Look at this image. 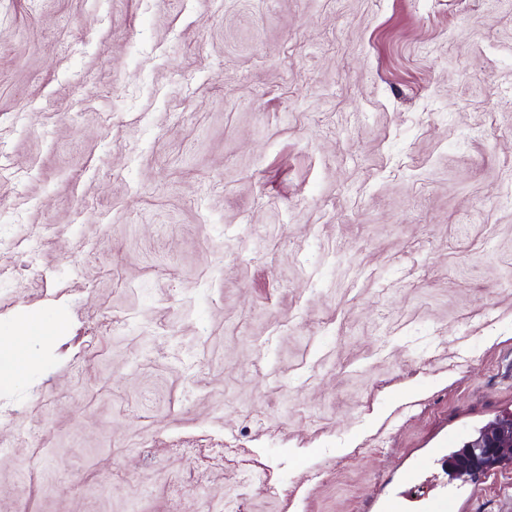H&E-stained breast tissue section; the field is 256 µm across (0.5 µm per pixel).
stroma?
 I'll return each mask as SVG.
<instances>
[{"label":"stroma","instance_id":"stroma-1","mask_svg":"<svg viewBox=\"0 0 512 512\" xmlns=\"http://www.w3.org/2000/svg\"><path fill=\"white\" fill-rule=\"evenodd\" d=\"M1 164L0 512H364L512 418V0H0ZM448 441H443L432 448L427 454L410 449L406 452V462L398 473V482L405 489L404 492L395 493L387 490L386 483L380 495L374 499L367 510L369 512H414L411 511L408 492L416 490L422 485L423 474L431 460L435 463H448Z\"/></svg>","mask_w":512,"mask_h":512}]
</instances>
